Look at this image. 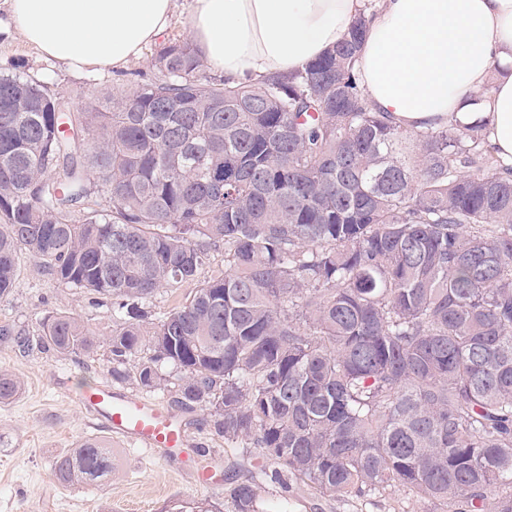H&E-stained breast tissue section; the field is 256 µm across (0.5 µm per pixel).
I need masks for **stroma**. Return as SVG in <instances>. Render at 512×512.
Segmentation results:
<instances>
[{
    "label": "stroma",
    "mask_w": 512,
    "mask_h": 512,
    "mask_svg": "<svg viewBox=\"0 0 512 512\" xmlns=\"http://www.w3.org/2000/svg\"><path fill=\"white\" fill-rule=\"evenodd\" d=\"M153 48H146L120 71H74L26 44L5 6H0V75L35 78L78 112L105 92L121 93L150 83ZM66 313L83 322L96 338L91 353L60 355L38 346L20 349L0 336V373L14 376L19 395L0 404V512H162L169 501L208 499L223 512H235L231 493L241 481L252 482L256 512H448L446 503L422 501L392 485L375 495L320 492L309 480L276 475L251 441H225L210 425L209 409L181 407L172 392L146 389L134 376L139 360L125 366L126 379L112 375L107 343L117 326L112 302L83 293L45 275L33 259L21 256L15 287L0 300V327L36 335L48 314ZM159 401L186 425L196 446L170 457L137 444L113 442L112 471L99 481L64 486L52 465L56 456L90 438H105L95 416L73 394L88 386Z\"/></svg>",
    "instance_id": "stroma-1"
}]
</instances>
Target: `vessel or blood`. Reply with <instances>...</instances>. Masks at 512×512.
I'll return each mask as SVG.
<instances>
[{"mask_svg": "<svg viewBox=\"0 0 512 512\" xmlns=\"http://www.w3.org/2000/svg\"><path fill=\"white\" fill-rule=\"evenodd\" d=\"M76 400L113 439L168 454L191 445L186 428L163 404L125 396L104 386L81 390Z\"/></svg>", "mask_w": 512, "mask_h": 512, "instance_id": "1", "label": "vessel or blood"}]
</instances>
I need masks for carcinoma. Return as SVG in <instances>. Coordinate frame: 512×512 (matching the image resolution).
I'll return each instance as SVG.
<instances>
[{
  "label": "carcinoma",
  "mask_w": 512,
  "mask_h": 512,
  "mask_svg": "<svg viewBox=\"0 0 512 512\" xmlns=\"http://www.w3.org/2000/svg\"><path fill=\"white\" fill-rule=\"evenodd\" d=\"M368 23L257 82L212 81L189 42H168L151 83L80 112L0 75V299L22 253L112 299V362L146 354L150 389L158 364L180 369L178 403L325 493L399 485L512 512V162L483 124L415 130L376 109L355 69ZM95 187L105 203L77 210ZM220 246L224 272L204 275ZM0 335L61 355L95 345L65 313ZM20 388L0 374V403ZM111 470L99 439L54 461L62 485ZM232 499L254 512L251 483ZM191 288H194V285L183 284L177 288L160 289L149 305L152 319L149 322H158L172 309L177 307L183 301L185 295L190 292Z\"/></svg>",
  "instance_id": "1"
}]
</instances>
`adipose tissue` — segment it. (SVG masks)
<instances>
[{
	"instance_id": "1",
	"label": "adipose tissue",
	"mask_w": 512,
	"mask_h": 512,
	"mask_svg": "<svg viewBox=\"0 0 512 512\" xmlns=\"http://www.w3.org/2000/svg\"><path fill=\"white\" fill-rule=\"evenodd\" d=\"M28 43L75 70L123 69L165 33L177 0H4ZM365 0H193L201 60L232 81L292 72L348 32ZM356 69L397 124L486 123L512 159V0H382Z\"/></svg>"
}]
</instances>
